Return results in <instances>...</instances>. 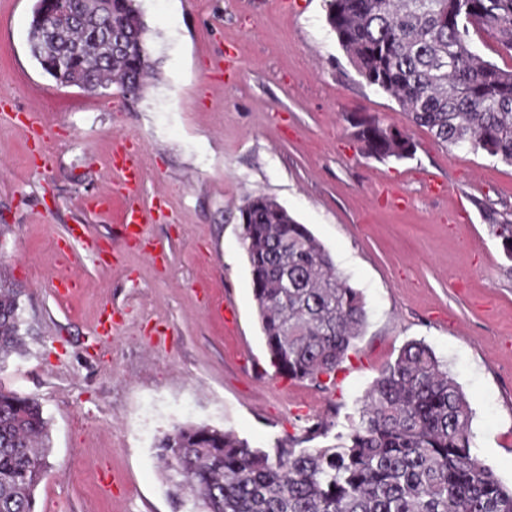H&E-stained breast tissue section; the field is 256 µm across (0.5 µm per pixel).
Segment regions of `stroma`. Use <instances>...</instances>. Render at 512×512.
Listing matches in <instances>:
<instances>
[{"mask_svg":"<svg viewBox=\"0 0 512 512\" xmlns=\"http://www.w3.org/2000/svg\"><path fill=\"white\" fill-rule=\"evenodd\" d=\"M35 0H0V284L19 289L23 348L0 389L49 421L36 512H192L158 440L176 424L270 449L305 418L346 432L379 370L428 344L473 409L478 457L512 484V166L445 148L359 76L325 0H138L156 77L137 99L43 73ZM37 113L34 144L14 113ZM408 131L413 159L368 157L343 115ZM135 148L141 239L122 230L112 165ZM443 183L434 199L426 181ZM267 196L305 224L359 289L367 323L324 388L275 375L240 209ZM82 240L69 245L68 228Z\"/></svg>","mask_w":512,"mask_h":512,"instance_id":"stroma-1","label":"stroma"}]
</instances>
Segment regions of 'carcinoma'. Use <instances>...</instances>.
<instances>
[{
	"label": "carcinoma",
	"instance_id": "obj_1",
	"mask_svg": "<svg viewBox=\"0 0 512 512\" xmlns=\"http://www.w3.org/2000/svg\"><path fill=\"white\" fill-rule=\"evenodd\" d=\"M326 20L359 75L407 111L444 146L512 165V71L471 50L469 27L491 32L512 53V0H326ZM88 25L51 31L47 0H36L28 33L32 57L61 85L96 92L116 85L141 97L150 74L147 27L136 0H112L95 15L73 0ZM124 38L112 52L102 32ZM108 61L80 76L65 66L75 49ZM345 120L368 156L402 161L409 134L395 141L379 118ZM241 239L269 361L291 380L334 381L366 324L361 292L309 229L275 200L249 198ZM512 259V221L490 225ZM19 292L0 287V363L20 349ZM473 411L448 367L422 341H410L366 392L359 419L337 443L310 447L334 422L316 418L273 450L230 431L177 425L156 444L174 498L188 490L207 512H512V487L475 454ZM48 420L31 396L0 390V512H34L48 469Z\"/></svg>",
	"mask_w": 512,
	"mask_h": 512
}]
</instances>
